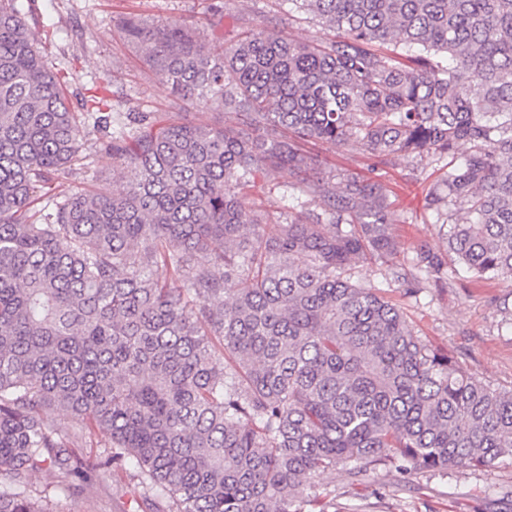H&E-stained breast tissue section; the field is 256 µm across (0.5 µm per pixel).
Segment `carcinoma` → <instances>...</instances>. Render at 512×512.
I'll return each mask as SVG.
<instances>
[{
  "label": "carcinoma",
  "mask_w": 512,
  "mask_h": 512,
  "mask_svg": "<svg viewBox=\"0 0 512 512\" xmlns=\"http://www.w3.org/2000/svg\"><path fill=\"white\" fill-rule=\"evenodd\" d=\"M282 2L325 34L300 43L266 25L228 48L185 21L123 24L176 101L232 117L160 125L96 94L71 107L32 39L31 0H0V512H55V488L126 464L146 490L136 512H306L314 478L340 468L512 462V389L351 280L400 265L384 184L299 148L448 156L423 200L444 231L414 247L406 293L452 262L511 279L512 0ZM90 126L121 188L41 205L81 165ZM285 167L297 205L279 220L241 190ZM49 407L110 453L76 454Z\"/></svg>",
  "instance_id": "obj_1"
}]
</instances>
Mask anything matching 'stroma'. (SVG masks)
<instances>
[{
  "label": "stroma",
  "mask_w": 512,
  "mask_h": 512,
  "mask_svg": "<svg viewBox=\"0 0 512 512\" xmlns=\"http://www.w3.org/2000/svg\"><path fill=\"white\" fill-rule=\"evenodd\" d=\"M34 35L45 61L64 71L70 101L85 90L98 89L124 110L154 113L159 123L196 119L195 108L177 103L165 85L141 63L138 50L124 42L118 23L134 17L147 23L195 21L207 25L224 19V42L232 44L239 27L262 25L279 15L278 31L297 42L323 34L304 12L289 11L277 0H35ZM311 154L336 169L385 180L394 203L393 231L402 256H411L420 241H435L440 227L422 209V199L441 174L437 159L400 160L372 166L367 155L339 146L316 144ZM80 170L61 175L60 190L119 188L121 179L112 155L100 140L87 136ZM294 177L288 170L275 181L256 177L251 200L270 214L284 216ZM355 281L384 291L406 311L414 332L433 349L465 356L471 372L497 387L512 386V329L505 324L512 311V280L494 285L475 281L454 266L443 282L423 283L416 295L404 296L399 284L376 265L360 267ZM142 488L132 467L113 470L111 477L76 495L58 489L56 512H132ZM316 502L310 512H512V463L487 473L479 470L403 474L394 468L378 477L355 478L345 470L315 480Z\"/></svg>",
  "instance_id": "stroma-1"
}]
</instances>
